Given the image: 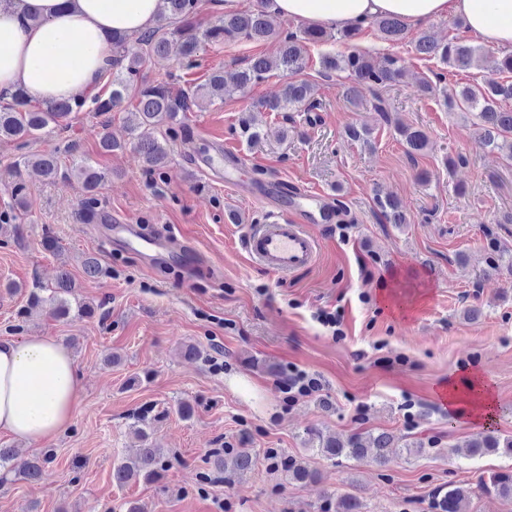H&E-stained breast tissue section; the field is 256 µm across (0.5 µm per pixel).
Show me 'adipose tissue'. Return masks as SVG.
Here are the masks:
<instances>
[{
  "instance_id": "1",
  "label": "adipose tissue",
  "mask_w": 512,
  "mask_h": 512,
  "mask_svg": "<svg viewBox=\"0 0 512 512\" xmlns=\"http://www.w3.org/2000/svg\"><path fill=\"white\" fill-rule=\"evenodd\" d=\"M161 0H0V90L24 88L38 102L93 97L112 58V33L154 26ZM264 9L327 28L363 27L392 14L405 25L458 16L469 34L512 46V0H263ZM82 377L71 352L41 336L0 343V431L36 443L73 419ZM452 405L476 422L495 420V400L480 373L449 383Z\"/></svg>"
}]
</instances>
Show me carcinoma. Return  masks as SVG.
<instances>
[{
    "mask_svg": "<svg viewBox=\"0 0 512 512\" xmlns=\"http://www.w3.org/2000/svg\"><path fill=\"white\" fill-rule=\"evenodd\" d=\"M199 0H162L158 24L133 37L124 34L111 36L112 60L106 69L111 91L108 96L97 95L86 99L76 97L46 103L32 104L26 91L18 87L8 95L9 102L0 105V141L31 143L41 135L55 130H64V121L89 110L105 115L123 108L126 101L133 99L136 104L129 110L127 128L129 144L141 155L145 168L151 173L162 174L169 166V142L187 133L186 114L194 111L201 98L224 99L236 93H245L252 85L265 80L277 71L284 77L281 93L260 104L265 112L309 111L312 85L297 78L306 67L307 46L331 39L323 27L307 26L297 32L282 29L278 17L257 6L253 9L225 13L216 21L202 25L197 20ZM380 38L394 43L404 38L406 26L392 15L373 20ZM177 34L181 39V54L187 65H192L200 51L207 45H220L224 40L245 39L248 41H275V56H256L233 77V85H227L221 71L211 73L205 83L189 88H174L169 82L150 83L141 77L147 64L160 65L167 60L169 36ZM135 40L139 50L131 52L127 48L130 40ZM418 54L428 60H439L458 69L472 67L479 53V47L464 37H454L446 43L422 36L415 43ZM320 73L328 78L338 72H348L353 86L348 89L350 100L358 96L362 86H384L405 76L400 60L391 55L374 56L355 47L343 52L328 53L321 58ZM512 100V82L502 83L486 80L467 86L459 92L445 97L451 111L474 116L485 146L492 149L509 150L512 158V142L507 135L512 134V110H506L500 102ZM398 133L412 157L423 152L429 140L425 132L415 128H400ZM104 153H112L125 148L126 143L114 139L108 132V123H103V132L98 141ZM66 152L72 156V165L62 166L55 152L24 154L16 162L18 168H36L41 175L51 181H78L85 192L80 203L82 220L96 213L99 201L96 189L105 174L90 162L78 155V147L66 145ZM12 204L0 212V223L7 224L17 219V212L27 208L25 187L16 183L11 191ZM384 216L392 224L404 223L397 202L392 198L377 200ZM73 280L67 270H62L52 285L38 283L29 295V301L38 305L47 300L50 314L56 319H66L71 313L91 316L95 309L85 302L71 300ZM305 444L338 462L343 458H360L372 454L376 463L385 466L390 462L388 449L391 436L385 432L369 436L371 447H366L363 436L355 434L349 438L326 437L313 427L306 429ZM501 453L512 457V436L481 435L469 444V455L481 457L488 453ZM163 452L150 446L140 449V469L145 481L152 482L159 475ZM41 470L38 460L17 463L10 448H0V483L8 481L11 474L26 479H35ZM482 489L488 494L512 498V470L505 469L492 473L482 482ZM468 491L461 486H448V490L437 495L440 512H467Z\"/></svg>",
    "mask_w": 512,
    "mask_h": 512,
    "instance_id": "1",
    "label": "carcinoma"
}]
</instances>
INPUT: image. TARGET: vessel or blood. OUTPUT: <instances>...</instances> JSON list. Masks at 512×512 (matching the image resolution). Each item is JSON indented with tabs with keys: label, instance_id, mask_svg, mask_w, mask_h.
Listing matches in <instances>:
<instances>
[{
	"label": "vessel or blood",
	"instance_id": "obj_1",
	"mask_svg": "<svg viewBox=\"0 0 512 512\" xmlns=\"http://www.w3.org/2000/svg\"><path fill=\"white\" fill-rule=\"evenodd\" d=\"M201 166L223 173L226 185L249 197L265 199L272 207L263 222L249 225L244 250L251 261L277 276H290L313 267L318 259L319 242L314 225L336 221L331 196L308 190H289L278 180L240 183L238 173L243 157L230 149H217L200 157ZM106 235L122 248L134 251L147 263L175 264L187 267L201 264L193 246L180 243L164 232H150L141 225L121 220L105 222Z\"/></svg>",
	"mask_w": 512,
	"mask_h": 512
}]
</instances>
